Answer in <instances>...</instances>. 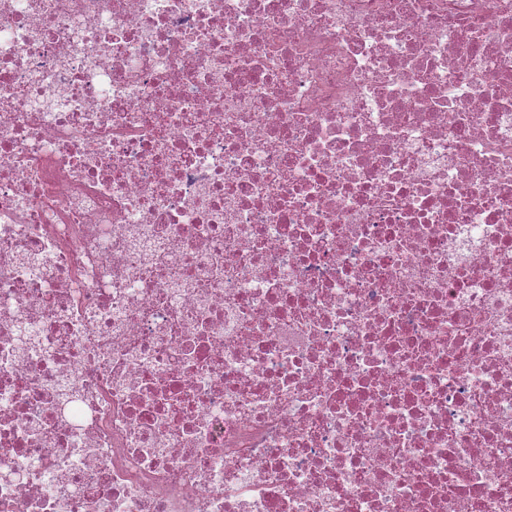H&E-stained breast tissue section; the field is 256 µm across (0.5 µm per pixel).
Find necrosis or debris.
Returning a JSON list of instances; mask_svg holds the SVG:
<instances>
[{
	"mask_svg": "<svg viewBox=\"0 0 512 512\" xmlns=\"http://www.w3.org/2000/svg\"><path fill=\"white\" fill-rule=\"evenodd\" d=\"M0 512H512V0H0Z\"/></svg>",
	"mask_w": 512,
	"mask_h": 512,
	"instance_id": "necrosis-or-debris-1",
	"label": "necrosis or debris"
}]
</instances>
